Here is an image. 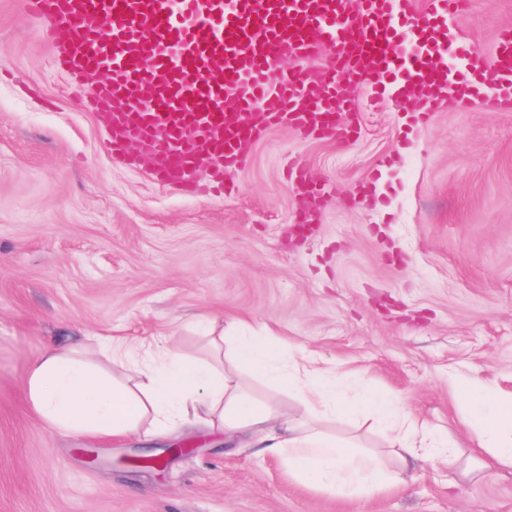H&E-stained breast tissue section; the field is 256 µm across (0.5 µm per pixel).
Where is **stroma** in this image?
Wrapping results in <instances>:
<instances>
[{
    "label": "stroma",
    "mask_w": 512,
    "mask_h": 512,
    "mask_svg": "<svg viewBox=\"0 0 512 512\" xmlns=\"http://www.w3.org/2000/svg\"><path fill=\"white\" fill-rule=\"evenodd\" d=\"M507 27L512 0H476L450 32L487 56ZM91 95L22 0H0V512H512V475L452 487L418 469L346 497L204 430L65 436L24 395L50 348L94 336L196 354L212 320L469 446V385L512 394V107L451 96L415 125L412 104L348 88L357 140L277 128L227 197L157 184L145 154L113 160ZM293 160L329 186L320 201L290 181ZM162 452L161 469L124 462Z\"/></svg>",
    "instance_id": "35a3bbf8"
}]
</instances>
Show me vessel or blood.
<instances>
[{
	"instance_id": "vessel-or-blood-1",
	"label": "vessel or blood",
	"mask_w": 512,
	"mask_h": 512,
	"mask_svg": "<svg viewBox=\"0 0 512 512\" xmlns=\"http://www.w3.org/2000/svg\"><path fill=\"white\" fill-rule=\"evenodd\" d=\"M474 0H24L56 35L57 68L99 72L93 100L113 157L134 161L131 142L156 162L164 185L238 192L233 172L278 124L304 137L352 141L343 121L346 86L363 84L431 119L447 93L512 104V29L492 58L450 36ZM322 57L318 72L306 63ZM208 173L199 182V170ZM297 189L327 193L299 165Z\"/></svg>"
}]
</instances>
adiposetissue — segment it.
<instances>
[{
  "label": "adipose tissue",
  "mask_w": 512,
  "mask_h": 512,
  "mask_svg": "<svg viewBox=\"0 0 512 512\" xmlns=\"http://www.w3.org/2000/svg\"><path fill=\"white\" fill-rule=\"evenodd\" d=\"M136 351L133 345L109 343L100 344L93 357L76 345L52 351L30 370L26 397L47 424L67 435L119 437L143 431L153 437L197 423L281 459L301 482L350 496H372L401 483L404 470L425 465L447 467L463 482L512 474V407L486 387L468 393L476 438L465 454L387 397L367 391L347 401L335 368L312 356L296 357L285 368L270 365L260 336H208L201 357L170 346L139 361ZM228 356L295 387L298 407L255 401L238 376L225 371ZM339 407L369 413L386 429L401 473H391L379 454L321 429L320 412Z\"/></svg>",
  "instance_id": "adipose-tissue-1"
}]
</instances>
